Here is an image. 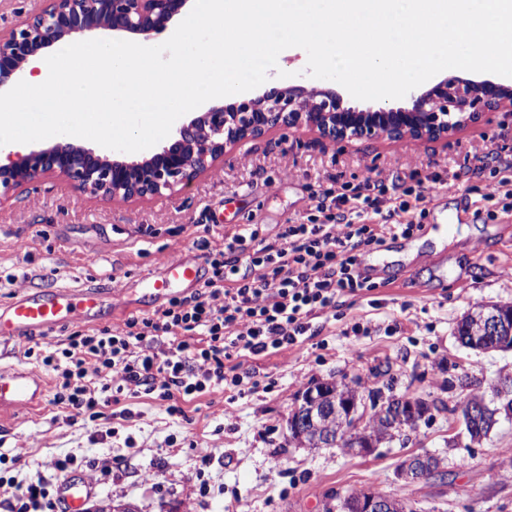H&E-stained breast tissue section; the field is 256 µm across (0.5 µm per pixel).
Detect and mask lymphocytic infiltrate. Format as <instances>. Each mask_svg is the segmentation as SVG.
Instances as JSON below:
<instances>
[{"label": "lymphocytic infiltrate", "instance_id": "lymphocytic-infiltrate-1", "mask_svg": "<svg viewBox=\"0 0 512 512\" xmlns=\"http://www.w3.org/2000/svg\"><path fill=\"white\" fill-rule=\"evenodd\" d=\"M335 202L348 212L332 214L317 203L322 221L281 225L271 240L261 225H246L214 250L211 275L192 295L152 315L128 317L119 328L74 332L64 347L42 354L66 420L104 418L129 386L156 395L179 417L184 403L214 389L236 397L259 388L258 379L241 373V355H264L317 335L315 319L334 311L338 298L373 290L362 267L367 253L415 229L410 221L365 223L371 213L391 218L411 210L408 200L371 180L337 193ZM91 361L94 382L86 378ZM7 504L9 512H53L49 481L16 485Z\"/></svg>", "mask_w": 512, "mask_h": 512}]
</instances>
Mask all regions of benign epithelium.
<instances>
[{
	"instance_id": "benign-epithelium-1",
	"label": "benign epithelium",
	"mask_w": 512,
	"mask_h": 512,
	"mask_svg": "<svg viewBox=\"0 0 512 512\" xmlns=\"http://www.w3.org/2000/svg\"><path fill=\"white\" fill-rule=\"evenodd\" d=\"M187 0H50L23 27L0 32V92L14 85L30 58L56 43L96 29L149 35L166 29ZM512 104V84L459 76L442 79L412 96V105L358 110L343 105L336 92L273 83L255 97L212 106L180 125L154 153L133 161L109 159L67 141L28 154L8 153L0 161V197L23 182L65 179L80 193L106 201H144L172 195L224 161L240 143L276 129H304L327 143H349L385 136L393 141L438 140L479 122L486 112ZM465 346L503 349L512 333V316L500 304L482 305L467 314ZM512 380L500 381L490 397L459 405L458 412L485 418L491 405L509 397ZM428 404L422 399L385 398L381 392L336 390L322 402L310 392L294 406L293 428L308 448H349L368 455L393 437V429L417 428ZM444 474L435 454H411L399 476L418 483ZM348 512H405L407 503L375 491L346 497Z\"/></svg>"
}]
</instances>
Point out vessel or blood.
I'll list each match as a JSON object with an SVG mask.
<instances>
[{
  "label": "vessel or blood",
  "instance_id": "vessel-or-blood-1",
  "mask_svg": "<svg viewBox=\"0 0 512 512\" xmlns=\"http://www.w3.org/2000/svg\"><path fill=\"white\" fill-rule=\"evenodd\" d=\"M160 275L147 288V299L168 296L173 287L200 285L204 280L201 266L187 256L162 261ZM125 290L104 292L84 288L30 289L0 307V341L26 340L42 336L58 326L77 321H93L102 307L110 311L124 309ZM46 392L44 380L34 372L12 368L0 371V416L18 405L35 406ZM92 496L91 487L78 476H67L58 490V512H85Z\"/></svg>",
  "mask_w": 512,
  "mask_h": 512
}]
</instances>
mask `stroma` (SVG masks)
Returning <instances> with one entry per match:
<instances>
[{
  "instance_id": "stroma-1",
  "label": "stroma",
  "mask_w": 512,
  "mask_h": 512,
  "mask_svg": "<svg viewBox=\"0 0 512 512\" xmlns=\"http://www.w3.org/2000/svg\"><path fill=\"white\" fill-rule=\"evenodd\" d=\"M489 155L482 172L474 155ZM512 156V111L489 112L437 141L385 138L326 144L301 130H277L228 152L223 163L178 192L147 202L100 201L61 180L22 184L0 202V306L30 288H126L125 311L96 327L152 314L141 288L162 258L189 253L207 263L211 248L243 224H305L315 198L363 178L386 188L411 180L424 199L408 240L416 258L380 262L370 297H350L303 345L242 359L243 370L273 381L235 401L215 390L186 403L185 417L152 396L124 392L108 419L70 424L52 397L0 420V455L11 476L73 473L93 487L90 505L114 500L136 512H324L331 499L370 489L410 501L417 512H512V418L472 442L456 411L473 391L512 377V350L464 348L455 332L471 308L512 303V211L490 201L498 156ZM360 382L384 395L432 404L415 431L368 456L339 448H298L287 419L296 396L316 382ZM113 436H106L107 428ZM214 456L201 465L197 451ZM441 456L445 479L408 484L405 455Z\"/></svg>"
}]
</instances>
